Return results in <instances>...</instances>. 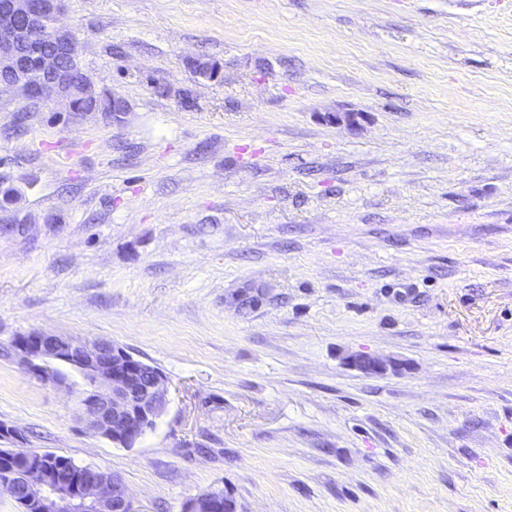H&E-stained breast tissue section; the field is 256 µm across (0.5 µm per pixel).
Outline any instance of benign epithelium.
Returning a JSON list of instances; mask_svg holds the SVG:
<instances>
[{
  "label": "benign epithelium",
  "mask_w": 512,
  "mask_h": 512,
  "mask_svg": "<svg viewBox=\"0 0 512 512\" xmlns=\"http://www.w3.org/2000/svg\"><path fill=\"white\" fill-rule=\"evenodd\" d=\"M64 0H0V89L21 92L32 103H47L72 113L78 91L96 88L82 67L77 42L60 24ZM70 63L59 64L44 52L46 31ZM8 354L44 381L58 363L76 372L82 382L81 405L89 427L123 447L133 446L152 429L169 405L166 377L104 338L83 339L33 332L20 336ZM366 375L387 372V364L367 353L350 356ZM6 491L19 512H134L125 485L92 466L54 470L43 464V453L12 448L0 453V491ZM226 499L209 490L188 501L183 512H211Z\"/></svg>",
  "instance_id": "1"
}]
</instances>
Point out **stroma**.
Returning a JSON list of instances; mask_svg holds the SVG:
<instances>
[{"instance_id": "1", "label": "stroma", "mask_w": 512, "mask_h": 512, "mask_svg": "<svg viewBox=\"0 0 512 512\" xmlns=\"http://www.w3.org/2000/svg\"><path fill=\"white\" fill-rule=\"evenodd\" d=\"M61 23L130 112L0 92L23 447L136 512L214 488L237 512H512V0H65ZM33 331L159 369L166 413L130 448L94 433L74 372L7 356ZM350 363L366 375H381L387 372V364L380 358L367 353H358L349 357Z\"/></svg>"}]
</instances>
